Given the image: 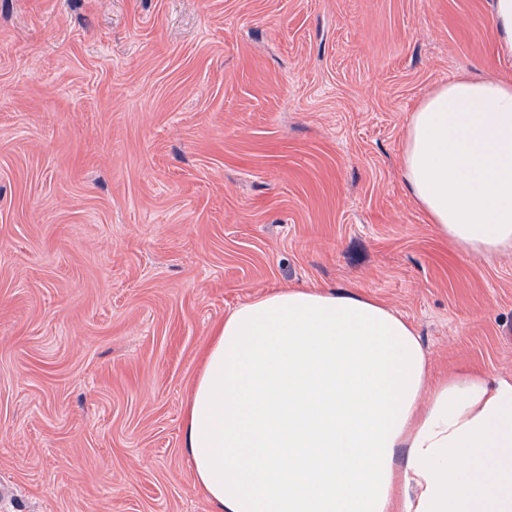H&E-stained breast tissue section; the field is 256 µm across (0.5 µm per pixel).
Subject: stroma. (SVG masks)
<instances>
[{
  "mask_svg": "<svg viewBox=\"0 0 512 512\" xmlns=\"http://www.w3.org/2000/svg\"><path fill=\"white\" fill-rule=\"evenodd\" d=\"M491 4L0 0V512H210L184 407L275 288L512 380V251L445 242L400 176L424 96L512 76Z\"/></svg>",
  "mask_w": 512,
  "mask_h": 512,
  "instance_id": "35a3bbf8",
  "label": "stroma"
}]
</instances>
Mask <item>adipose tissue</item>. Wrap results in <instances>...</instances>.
<instances>
[{"instance_id": "ef3b65f1", "label": "adipose tissue", "mask_w": 512, "mask_h": 512, "mask_svg": "<svg viewBox=\"0 0 512 512\" xmlns=\"http://www.w3.org/2000/svg\"><path fill=\"white\" fill-rule=\"evenodd\" d=\"M402 179L473 253L512 249V77L416 106ZM413 326L349 290L273 289L209 336L183 446L214 512H512V381H429Z\"/></svg>"}]
</instances>
